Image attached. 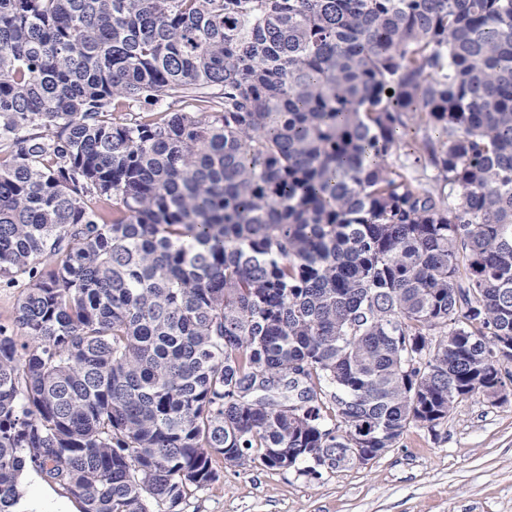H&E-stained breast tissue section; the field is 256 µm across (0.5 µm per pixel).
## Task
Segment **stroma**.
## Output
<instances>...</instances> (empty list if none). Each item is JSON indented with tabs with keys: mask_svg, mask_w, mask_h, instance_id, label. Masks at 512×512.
Instances as JSON below:
<instances>
[{
	"mask_svg": "<svg viewBox=\"0 0 512 512\" xmlns=\"http://www.w3.org/2000/svg\"><path fill=\"white\" fill-rule=\"evenodd\" d=\"M184 512H512V400L475 393L435 428L414 425L368 464L319 477L261 465L228 467Z\"/></svg>",
	"mask_w": 512,
	"mask_h": 512,
	"instance_id": "stroma-1",
	"label": "stroma"
}]
</instances>
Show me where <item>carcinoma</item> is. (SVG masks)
Here are the masks:
<instances>
[{
  "label": "carcinoma",
  "instance_id": "1",
  "mask_svg": "<svg viewBox=\"0 0 512 512\" xmlns=\"http://www.w3.org/2000/svg\"><path fill=\"white\" fill-rule=\"evenodd\" d=\"M2 283L0 512L436 427L512 384V0H0ZM23 288L22 284L12 288L0 287V324L11 326ZM39 486L48 487L52 491V495L50 497L41 499L38 508L41 512H62L64 510L69 512H79L81 510L80 503L68 497L66 494H63L59 488L44 482L40 475L32 469H27L21 477V489L23 494L21 504L31 500L37 493V488ZM49 489L41 488L37 493L36 499L46 496L50 492ZM36 499L31 501L32 504H37Z\"/></svg>",
  "mask_w": 512,
  "mask_h": 512
}]
</instances>
